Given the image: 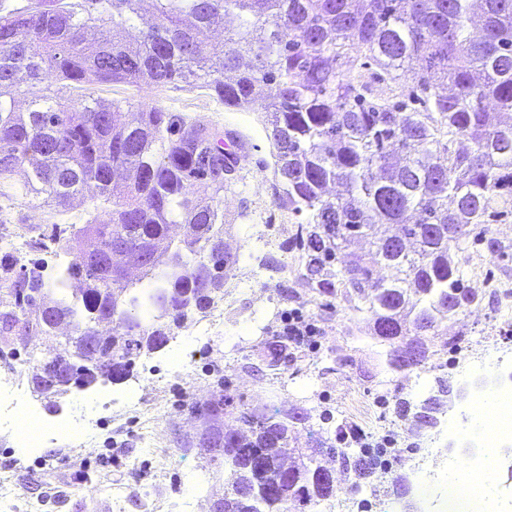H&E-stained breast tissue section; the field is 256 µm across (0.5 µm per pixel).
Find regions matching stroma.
I'll return each instance as SVG.
<instances>
[{"instance_id":"obj_1","label":"stroma","mask_w":512,"mask_h":512,"mask_svg":"<svg viewBox=\"0 0 512 512\" xmlns=\"http://www.w3.org/2000/svg\"><path fill=\"white\" fill-rule=\"evenodd\" d=\"M104 100L132 104L153 102L190 119L237 130L245 140L244 177L235 193L224 196L226 241L240 255L236 275L225 285L224 298L207 315H193L165 348L136 361L131 378L73 388L60 400L58 412L29 393L45 420H79L91 426L95 451L57 436L45 440L39 454L25 456L12 435L0 430V475L9 474L18 487L11 512H27L37 500L41 512H89L90 500L106 502L112 485L125 481L130 467L146 474L156 490L152 498L130 499L125 512H208L224 494V471L197 445L201 433L232 423L231 415L210 420L188 412L192 400L207 402L227 387L238 406L262 407L267 413L308 411L291 435L298 448L318 442L335 445L338 426L352 433L347 448L386 449L392 473L409 471L410 459L429 443L445 447L435 428L409 433L411 418L400 416L399 402L415 406L437 388L438 380L462 384L478 377L486 358L499 360L498 380L512 375V317L497 318L489 301L470 314L451 320V330H465L478 344L470 349H444V336L434 339L439 352L425 369L397 372L388 365V343L370 335L368 316L318 308L315 294L297 272V251L288 239L306 218L274 202L273 147L259 112L225 108L202 89L171 86L138 87L117 83L96 86ZM86 202L70 208H18L6 227L12 242L21 243L27 258L46 263L45 278L56 274L51 251L34 250L51 224H74ZM485 241L471 250L469 285L481 293L512 281V213L492 219ZM498 239L506 251L493 252L487 240ZM280 262L278 270L261 266L265 255ZM302 312L318 329L313 344L291 346L278 369H271L265 346L283 333L282 317ZM401 457H394V450ZM378 471L335 473L332 496L322 512H400L394 497L377 490Z\"/></svg>"}]
</instances>
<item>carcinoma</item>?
Returning <instances> with one entry per match:
<instances>
[{
	"instance_id": "cac0c4a2",
	"label": "carcinoma",
	"mask_w": 512,
	"mask_h": 512,
	"mask_svg": "<svg viewBox=\"0 0 512 512\" xmlns=\"http://www.w3.org/2000/svg\"><path fill=\"white\" fill-rule=\"evenodd\" d=\"M0 0V224L29 197L65 201L95 186L108 203L52 228L59 259L45 287L4 246L0 344L45 339L24 363L57 411L71 385L127 379L140 356L205 314L234 277L224 193L243 181L241 135L96 84L182 83L227 108L264 112L276 158L275 200L307 222L293 235L302 276L336 299L323 308L371 317V335H436L466 313L479 235L512 208V0ZM421 69L411 68L413 60ZM56 82L77 96L70 108ZM470 142L464 151L452 149ZM24 180H14L17 171ZM358 238L366 256L344 259ZM20 266L17 277L8 276ZM82 287L70 289L72 280ZM54 360L68 377L49 384ZM246 430L211 449L224 466L222 512H291L332 496L322 461L271 464L292 451L289 421L242 413Z\"/></svg>"
}]
</instances>
